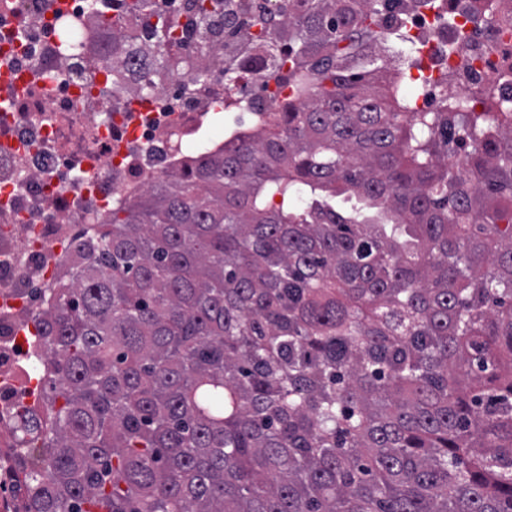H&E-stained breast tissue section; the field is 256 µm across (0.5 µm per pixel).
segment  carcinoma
Instances as JSON below:
<instances>
[{
    "mask_svg": "<svg viewBox=\"0 0 512 512\" xmlns=\"http://www.w3.org/2000/svg\"><path fill=\"white\" fill-rule=\"evenodd\" d=\"M135 8L150 91L189 63ZM198 10L225 79L261 50L291 94L51 288L22 512H512V102L413 111L376 0Z\"/></svg>",
    "mask_w": 512,
    "mask_h": 512,
    "instance_id": "carcinoma-1",
    "label": "carcinoma"
}]
</instances>
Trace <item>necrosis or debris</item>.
Returning <instances> with one entry per match:
<instances>
[{"label":"necrosis or debris","instance_id":"necrosis-or-debris-1","mask_svg":"<svg viewBox=\"0 0 512 512\" xmlns=\"http://www.w3.org/2000/svg\"><path fill=\"white\" fill-rule=\"evenodd\" d=\"M387 2L383 24L405 18L425 46L426 60L412 75L419 110L436 111L448 91L466 97L489 84L512 99V27L502 25L500 0H485L477 17L470 0H453L449 17L415 9L413 0ZM157 10L175 18L180 52L208 62L211 47L195 35L196 0H158ZM102 14L139 44L136 58L113 51ZM452 20L467 33L454 53ZM144 30L133 0H0V72L15 78L0 86V444L24 410L40 408L31 382L42 353L25 331L48 308L88 230L154 177L191 160L226 91L248 101L279 90L250 74L226 83L214 68L205 81L185 70L141 94L132 66L154 53ZM114 69L127 77L126 90L113 89Z\"/></svg>","mask_w":512,"mask_h":512}]
</instances>
